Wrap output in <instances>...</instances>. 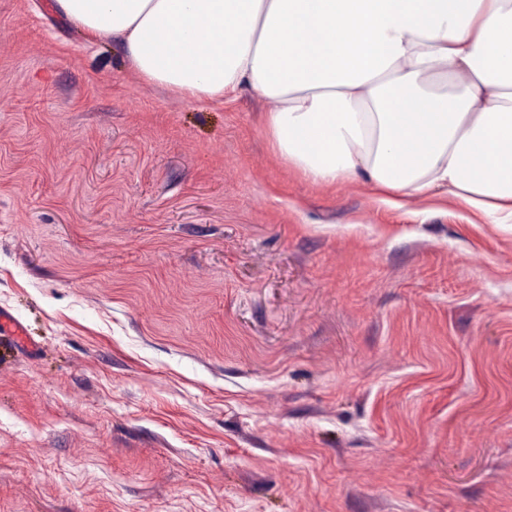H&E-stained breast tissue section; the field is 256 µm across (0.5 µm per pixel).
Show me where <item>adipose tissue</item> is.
<instances>
[{
    "mask_svg": "<svg viewBox=\"0 0 512 512\" xmlns=\"http://www.w3.org/2000/svg\"><path fill=\"white\" fill-rule=\"evenodd\" d=\"M186 99L246 86L306 178L439 191L512 228V0H55Z\"/></svg>",
    "mask_w": 512,
    "mask_h": 512,
    "instance_id": "ef3b65f1",
    "label": "adipose tissue"
}]
</instances>
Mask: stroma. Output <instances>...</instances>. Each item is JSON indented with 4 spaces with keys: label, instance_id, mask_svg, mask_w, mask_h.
<instances>
[{
    "label": "stroma",
    "instance_id": "1",
    "mask_svg": "<svg viewBox=\"0 0 512 512\" xmlns=\"http://www.w3.org/2000/svg\"><path fill=\"white\" fill-rule=\"evenodd\" d=\"M52 3L0 0V512H512V232ZM22 323L7 311L0 312V338H7L13 343L23 342L27 347L32 346L26 340Z\"/></svg>",
    "mask_w": 512,
    "mask_h": 512
}]
</instances>
